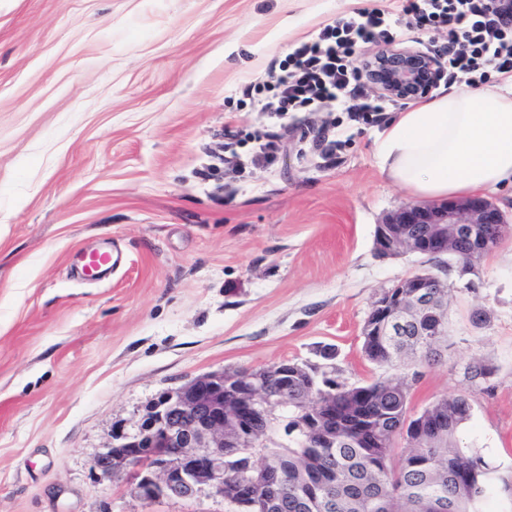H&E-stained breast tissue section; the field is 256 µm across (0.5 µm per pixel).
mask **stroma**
<instances>
[{"mask_svg":"<svg viewBox=\"0 0 512 512\" xmlns=\"http://www.w3.org/2000/svg\"><path fill=\"white\" fill-rule=\"evenodd\" d=\"M401 0H0V512H235L214 495L145 503L93 459L161 391L281 361L363 384L379 294L436 262L382 255L408 203L375 160L379 124L260 112L292 48L358 8ZM276 163L225 171L224 133ZM117 245L109 278L74 276ZM448 343L409 410L468 397L459 434L494 468L483 508L512 512V229L450 275ZM331 350L332 359L321 356ZM494 369L475 384L466 367ZM255 146L250 156V162L256 166H268L276 162L278 158V145L272 141H264L258 136L255 139Z\"/></svg>","mask_w":512,"mask_h":512,"instance_id":"35a3bbf8","label":"stroma"}]
</instances>
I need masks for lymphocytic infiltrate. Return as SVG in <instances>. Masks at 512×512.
I'll list each match as a JSON object with an SVG mask.
<instances>
[{"mask_svg": "<svg viewBox=\"0 0 512 512\" xmlns=\"http://www.w3.org/2000/svg\"><path fill=\"white\" fill-rule=\"evenodd\" d=\"M505 25V14L491 0H402L393 18L377 8L353 11L288 53L274 92L260 100V109L281 118L343 105L355 119L378 120L387 102L361 94L358 54L364 45L393 42L398 28L447 32L438 53L446 59L449 79L474 85L493 72L512 75V35Z\"/></svg>", "mask_w": 512, "mask_h": 512, "instance_id": "f902f5d3", "label": "lymphocytic infiltrate"}]
</instances>
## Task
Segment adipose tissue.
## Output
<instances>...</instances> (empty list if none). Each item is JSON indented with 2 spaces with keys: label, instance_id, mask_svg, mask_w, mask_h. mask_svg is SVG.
Segmentation results:
<instances>
[{
  "label": "adipose tissue",
  "instance_id": "adipose-tissue-1",
  "mask_svg": "<svg viewBox=\"0 0 512 512\" xmlns=\"http://www.w3.org/2000/svg\"><path fill=\"white\" fill-rule=\"evenodd\" d=\"M375 158L381 175L420 200L512 187V77L397 113L376 134Z\"/></svg>",
  "mask_w": 512,
  "mask_h": 512
}]
</instances>
